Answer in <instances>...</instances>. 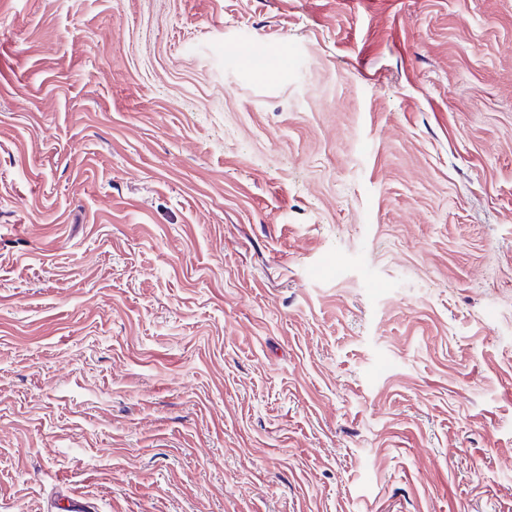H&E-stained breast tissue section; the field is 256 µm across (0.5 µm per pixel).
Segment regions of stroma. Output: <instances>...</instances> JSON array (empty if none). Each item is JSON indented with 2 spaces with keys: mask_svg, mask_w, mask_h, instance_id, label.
<instances>
[{
  "mask_svg": "<svg viewBox=\"0 0 512 512\" xmlns=\"http://www.w3.org/2000/svg\"><path fill=\"white\" fill-rule=\"evenodd\" d=\"M509 456L512 0H0V512H512Z\"/></svg>",
  "mask_w": 512,
  "mask_h": 512,
  "instance_id": "obj_1",
  "label": "stroma"
}]
</instances>
